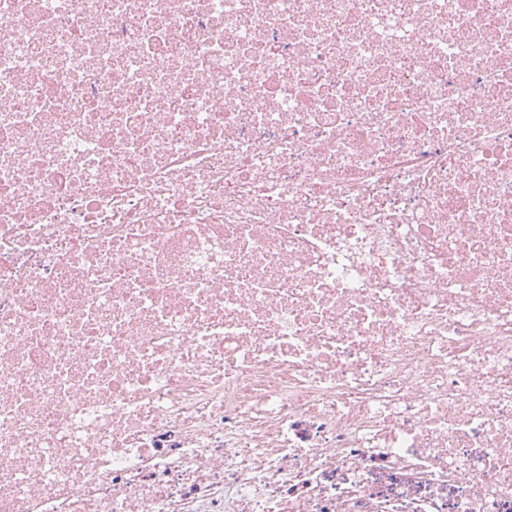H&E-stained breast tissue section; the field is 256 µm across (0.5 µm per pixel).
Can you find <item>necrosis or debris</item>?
<instances>
[{
	"instance_id": "necrosis-or-debris-1",
	"label": "necrosis or debris",
	"mask_w": 512,
	"mask_h": 512,
	"mask_svg": "<svg viewBox=\"0 0 512 512\" xmlns=\"http://www.w3.org/2000/svg\"><path fill=\"white\" fill-rule=\"evenodd\" d=\"M0 512H512V0H0Z\"/></svg>"
}]
</instances>
